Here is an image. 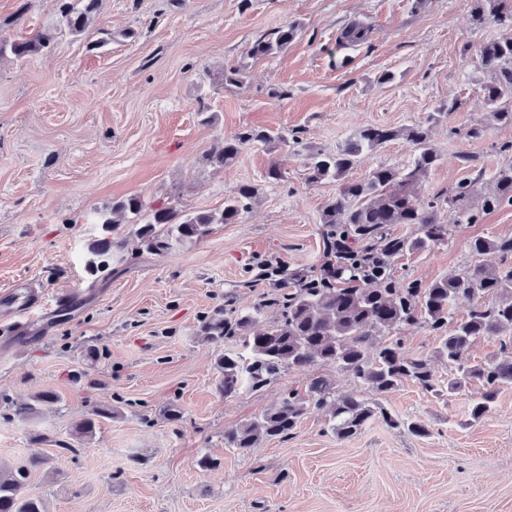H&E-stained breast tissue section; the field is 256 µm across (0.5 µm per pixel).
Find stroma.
I'll use <instances>...</instances> for the list:
<instances>
[{
	"label": "stroma",
	"mask_w": 512,
	"mask_h": 512,
	"mask_svg": "<svg viewBox=\"0 0 512 512\" xmlns=\"http://www.w3.org/2000/svg\"><path fill=\"white\" fill-rule=\"evenodd\" d=\"M61 0H0V38L50 31L47 49L0 58V290L25 282L48 294L73 288L82 301L49 317L29 340L0 335V468L41 453L27 492L46 512H512V388L480 421L465 393L434 398L413 382L384 397L387 409L427 423L414 436L373 420L345 440L324 417L305 418L285 441L249 453L225 450V429L253 419L284 391L304 390L288 372L260 392L217 389V346L196 334L208 311L270 299L262 264L317 270L325 261L320 213L336 184L307 181L305 155L256 142L213 168L215 141L251 127L301 130L310 151L330 152L364 125L429 124L440 160L418 203L448 193L468 173L460 153L492 176L512 127L489 120L482 77L466 43L500 36L475 29L469 0H102L84 33L59 24ZM373 27L370 43L337 50L351 21ZM298 21L301 35L270 57L249 44ZM246 62L242 87H221L222 69ZM385 71L390 83L378 82ZM456 101L437 116L440 104ZM481 137H469L471 128ZM278 165L282 178L266 173ZM243 182L260 197L237 223L155 256L128 252L90 286L84 271L94 220L113 201H167L179 188L190 210H217ZM512 235V206L464 224L430 250L395 259L397 278L427 286L464 267L499 266L476 256V237ZM103 352L101 360L87 348ZM58 402L31 419L12 402L43 392ZM177 405L182 417L166 411ZM120 407L90 437L75 426L93 406ZM221 461L203 471L202 455Z\"/></svg>",
	"instance_id": "obj_1"
}]
</instances>
